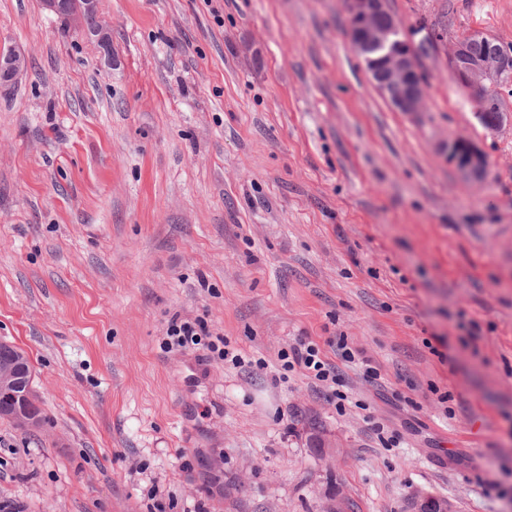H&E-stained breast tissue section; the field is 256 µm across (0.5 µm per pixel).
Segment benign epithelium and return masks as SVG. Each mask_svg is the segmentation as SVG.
Returning a JSON list of instances; mask_svg holds the SVG:
<instances>
[{
	"mask_svg": "<svg viewBox=\"0 0 512 512\" xmlns=\"http://www.w3.org/2000/svg\"><path fill=\"white\" fill-rule=\"evenodd\" d=\"M41 5L62 18L76 8L97 16L102 11V0H41ZM346 6L352 48L363 57L377 91L399 112L413 115L423 111L426 79L415 50L414 35L404 32L402 22L388 14L386 0H346ZM84 34L95 41L105 55H111L112 36L107 26L100 23ZM470 39L488 41L492 36L479 30L470 31L455 43L449 54L448 69L463 91L475 93L512 77V48L498 44L493 55L468 59L464 43ZM370 45L384 46L386 51L379 59L372 60L365 56ZM24 68V56L19 52L0 57V84L15 81ZM448 164L466 181L484 180L489 167L481 147L463 136L448 140ZM20 374L22 370L10 365L0 379V388H25Z\"/></svg>",
	"mask_w": 512,
	"mask_h": 512,
	"instance_id": "7a95c632",
	"label": "benign epithelium"
}]
</instances>
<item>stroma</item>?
Wrapping results in <instances>:
<instances>
[{
	"mask_svg": "<svg viewBox=\"0 0 512 512\" xmlns=\"http://www.w3.org/2000/svg\"><path fill=\"white\" fill-rule=\"evenodd\" d=\"M387 7L439 36L414 115L374 88L345 0H106L108 58L0 0V54L26 55L0 84V340L44 416L0 419V501L512 512V128L448 77L463 34L512 44V0ZM458 136L483 182L449 165ZM176 314L248 368L165 349ZM298 336L347 337L378 384L344 367L339 408L279 380ZM448 163L466 181L484 180L489 167L488 158L481 147L463 136L448 140Z\"/></svg>",
	"mask_w": 512,
	"mask_h": 512,
	"instance_id": "obj_1",
	"label": "stroma"
}]
</instances>
